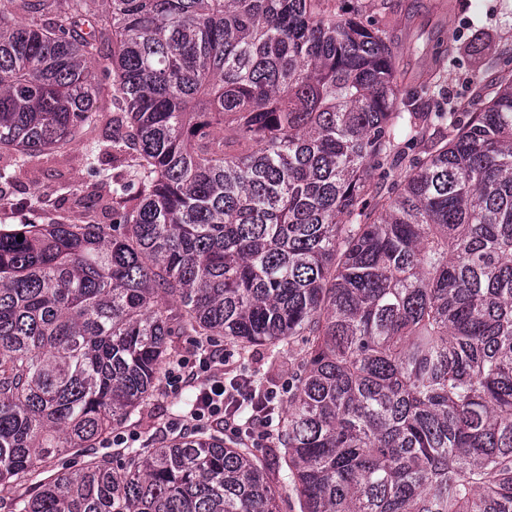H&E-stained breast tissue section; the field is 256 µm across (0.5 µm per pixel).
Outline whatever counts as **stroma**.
Listing matches in <instances>:
<instances>
[{
    "mask_svg": "<svg viewBox=\"0 0 512 512\" xmlns=\"http://www.w3.org/2000/svg\"><path fill=\"white\" fill-rule=\"evenodd\" d=\"M439 36L456 48L455 59L440 81V95L452 105L476 104L477 76L494 73L504 60H512V0H451L447 15L438 25L414 29V48L402 54L401 65L413 70L424 66L425 49ZM102 135L99 127L87 131L64 157L47 153L32 158L16 171L8 194L15 199L47 197L55 204V217H78L89 193L96 191L105 196L112 189V160L108 155L100 157L103 174L99 177L91 176L81 162L91 143L101 141ZM209 348L223 358L232 374L250 376L255 385L276 389L282 400L287 397L288 382L304 355V346L299 341L281 346L275 354L255 347L242 356L236 346L222 339L210 343ZM196 393L193 387L179 394L160 387L143 410L139 446L156 448L171 438L170 423L186 414Z\"/></svg>",
    "mask_w": 512,
    "mask_h": 512,
    "instance_id": "stroma-1",
    "label": "stroma"
}]
</instances>
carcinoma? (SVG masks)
Masks as SVG:
<instances>
[{"instance_id": "1", "label": "carcinoma", "mask_w": 512, "mask_h": 512, "mask_svg": "<svg viewBox=\"0 0 512 512\" xmlns=\"http://www.w3.org/2000/svg\"><path fill=\"white\" fill-rule=\"evenodd\" d=\"M0 0V154L65 155L112 98L108 199L0 227V494L12 512H280L194 431L54 471L154 398L177 336L301 338L280 421L301 512H512V74L411 112L364 0ZM454 59L415 80L427 93ZM417 158L388 190L395 137ZM22 235L23 241L16 240Z\"/></svg>"}]
</instances>
